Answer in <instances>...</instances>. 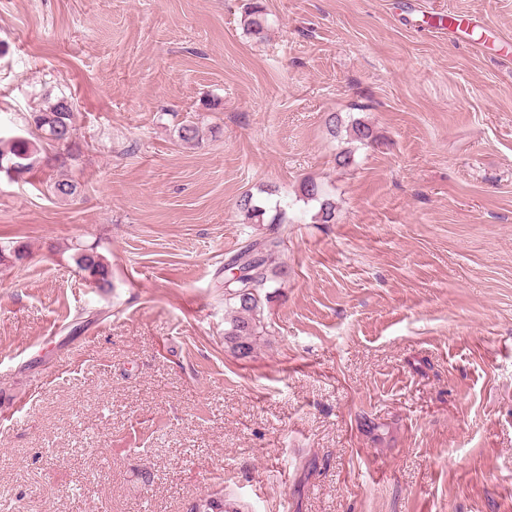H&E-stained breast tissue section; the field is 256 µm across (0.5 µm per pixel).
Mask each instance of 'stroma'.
<instances>
[{"mask_svg": "<svg viewBox=\"0 0 512 512\" xmlns=\"http://www.w3.org/2000/svg\"><path fill=\"white\" fill-rule=\"evenodd\" d=\"M246 2L0 0V135L65 96L80 150L66 202L0 176V512H512V0ZM283 241L279 237H267L262 241H252L244 245L235 258L224 266L225 272L231 277V270L253 252L261 253L258 260H252L244 269L249 273L224 288V343L242 357L249 356L264 330L262 321L264 300L268 302L273 292L267 288H276L284 271L281 260ZM241 269L233 270L236 275ZM76 267L85 274V279L104 288L109 285V264L93 248L77 252L74 256Z\"/></svg>", "mask_w": 512, "mask_h": 512, "instance_id": "35a3bbf8", "label": "stroma"}]
</instances>
